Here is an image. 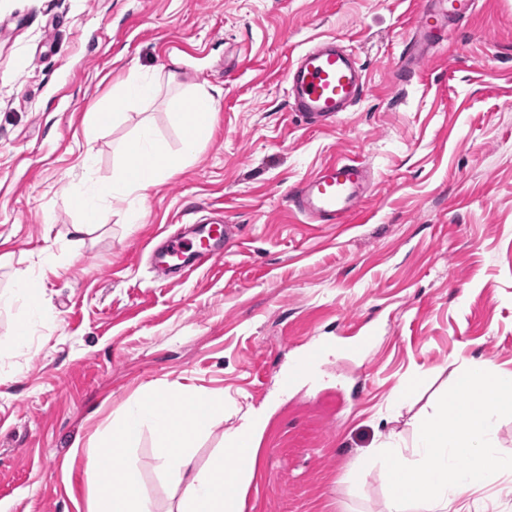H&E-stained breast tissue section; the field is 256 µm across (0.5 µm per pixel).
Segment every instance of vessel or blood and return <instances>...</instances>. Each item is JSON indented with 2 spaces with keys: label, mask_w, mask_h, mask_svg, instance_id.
<instances>
[{
  "label": "vessel or blood",
  "mask_w": 512,
  "mask_h": 512,
  "mask_svg": "<svg viewBox=\"0 0 512 512\" xmlns=\"http://www.w3.org/2000/svg\"><path fill=\"white\" fill-rule=\"evenodd\" d=\"M474 11L475 0H419L415 19L403 39L395 79L408 82L436 48L439 35L455 32ZM287 82L290 111L311 127L336 123L367 92L362 64L334 37L302 51L288 68ZM373 185L369 165L340 158L292 189L290 201L308 223L347 224L359 215ZM236 236V225L226 221L193 223L170 233L161 246L152 248L151 255L170 275L181 278L202 264L223 259Z\"/></svg>",
  "instance_id": "vessel-or-blood-1"
}]
</instances>
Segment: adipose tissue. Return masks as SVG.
<instances>
[{"mask_svg":"<svg viewBox=\"0 0 512 512\" xmlns=\"http://www.w3.org/2000/svg\"><path fill=\"white\" fill-rule=\"evenodd\" d=\"M156 90L153 79L129 78L93 112L94 126L102 129L115 123L132 100H151ZM217 106V98L202 90L193 98L191 111L179 113L185 150L211 138ZM120 155L111 179L81 192L71 191L72 206L79 216L72 227L73 236L106 223L114 205L144 198L146 191L179 166L147 125L122 144ZM41 294L40 276L24 273L18 277L12 293L13 301L24 309L15 325L18 339L29 335L31 317L42 313ZM223 410V399L204 391L188 390L175 399L165 393H144L124 415L113 419L106 437L85 459L86 475L95 492L93 512H153L143 492L141 471L130 459L147 427L156 437L161 476L180 492V512H241L234 490L246 480V473L225 470L220 454L213 456L207 467H196L192 453L196 441L210 432L215 416Z\"/></svg>","mask_w":512,"mask_h":512,"instance_id":"1","label":"adipose tissue"}]
</instances>
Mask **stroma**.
I'll list each match as a JSON object with an SVG mask.
<instances>
[{
    "mask_svg": "<svg viewBox=\"0 0 512 512\" xmlns=\"http://www.w3.org/2000/svg\"><path fill=\"white\" fill-rule=\"evenodd\" d=\"M416 0H0V294L43 279L27 346L0 305V512H88L80 466L114 416L166 385L224 399L199 440L204 466L238 411L269 408L242 512H386L387 477L355 472L377 445L412 446L448 388V365L512 371V0L475 15L407 85L393 79ZM351 46L368 91L339 123L287 106L288 66L323 36ZM178 76L169 85L168 72ZM155 98L103 130L95 104L131 75ZM220 92L211 138L148 190L141 218L113 208L68 244V191L110 178L149 123L182 150L179 112ZM366 161L377 187L349 224H310L288 192L321 165ZM223 209L239 240L181 282L147 241ZM316 373L279 387L313 346ZM131 458L155 512L179 493L154 437ZM512 512V471L464 496Z\"/></svg>",
    "mask_w": 512,
    "mask_h": 512,
    "instance_id": "1",
    "label": "stroma"
}]
</instances>
